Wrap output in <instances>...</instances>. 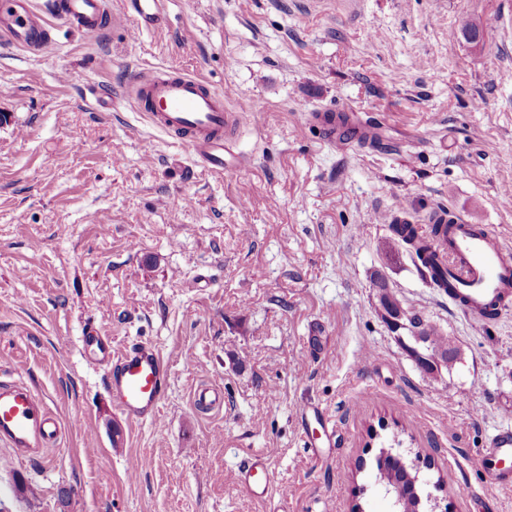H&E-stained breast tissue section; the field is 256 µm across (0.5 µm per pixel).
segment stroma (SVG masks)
Returning <instances> with one entry per match:
<instances>
[{
  "instance_id": "obj_1",
  "label": "stroma",
  "mask_w": 512,
  "mask_h": 512,
  "mask_svg": "<svg viewBox=\"0 0 512 512\" xmlns=\"http://www.w3.org/2000/svg\"><path fill=\"white\" fill-rule=\"evenodd\" d=\"M47 3L48 50L0 45V381L38 391L63 431L52 467L0 469V512H390L372 468L387 443L435 512H512L480 462L512 421V307L477 326L408 253L381 255L383 214L425 235L438 208L512 247V0H167L150 29L107 0L116 22L95 34ZM131 69L230 91L249 164H197L126 97ZM303 107L373 138L330 141ZM379 275L459 347L451 371L398 344ZM92 328L157 347L161 424L115 411ZM201 384L221 412L195 409ZM305 402L335 445L307 446ZM256 454L264 502L236 478Z\"/></svg>"
}]
</instances>
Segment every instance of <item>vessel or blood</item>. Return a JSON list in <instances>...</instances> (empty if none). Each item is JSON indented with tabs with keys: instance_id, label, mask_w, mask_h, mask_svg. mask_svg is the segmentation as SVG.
<instances>
[{
	"instance_id": "obj_1",
	"label": "vessel or blood",
	"mask_w": 512,
	"mask_h": 512,
	"mask_svg": "<svg viewBox=\"0 0 512 512\" xmlns=\"http://www.w3.org/2000/svg\"><path fill=\"white\" fill-rule=\"evenodd\" d=\"M141 28L158 26L164 0H130ZM51 9L66 24L95 34L112 17L106 0H52ZM0 36L29 51L44 50L51 38L30 0H0ZM129 86L140 111L162 131L175 135L190 148L197 162L220 174L228 136L239 122L217 93L197 77L180 72L130 75ZM453 229L448 246L432 243L448 264V297L479 324L493 303L512 299V249L489 225L470 224L447 211L442 215ZM84 347L95 364L106 370V380L116 411L127 420L160 421L169 367L157 348L136 342L113 351L111 337L90 330ZM61 432L40 393L19 383L0 385V443L12 448L16 458L50 464L45 444ZM512 425L502 424L489 436L482 464L495 486L512 487ZM244 488L254 496H268L270 474L261 457H253L239 472Z\"/></svg>"
}]
</instances>
